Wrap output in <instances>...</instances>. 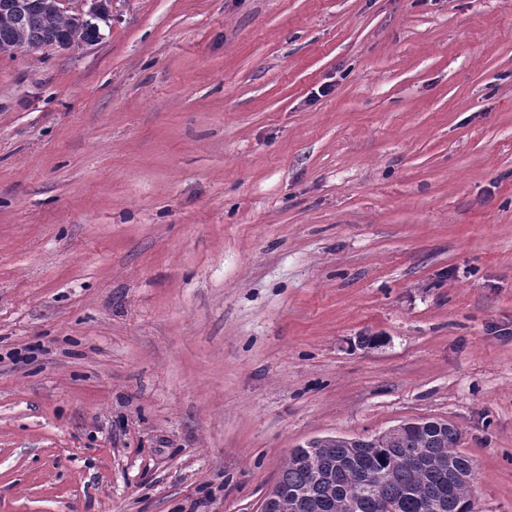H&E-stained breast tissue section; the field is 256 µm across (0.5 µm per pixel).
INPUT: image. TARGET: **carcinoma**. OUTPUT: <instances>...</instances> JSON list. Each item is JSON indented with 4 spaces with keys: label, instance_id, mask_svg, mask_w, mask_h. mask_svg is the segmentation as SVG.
Returning <instances> with one entry per match:
<instances>
[{
    "label": "carcinoma",
    "instance_id": "cac0c4a2",
    "mask_svg": "<svg viewBox=\"0 0 512 512\" xmlns=\"http://www.w3.org/2000/svg\"><path fill=\"white\" fill-rule=\"evenodd\" d=\"M100 30L52 0H0V51H39L98 41ZM399 434L319 448H293L276 482L288 507L276 512H470V457L459 431L425 418Z\"/></svg>",
    "mask_w": 512,
    "mask_h": 512
}]
</instances>
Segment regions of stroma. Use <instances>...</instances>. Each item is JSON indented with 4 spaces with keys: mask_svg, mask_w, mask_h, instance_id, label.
I'll use <instances>...</instances> for the list:
<instances>
[{
    "mask_svg": "<svg viewBox=\"0 0 512 512\" xmlns=\"http://www.w3.org/2000/svg\"><path fill=\"white\" fill-rule=\"evenodd\" d=\"M0 53V512H261L448 420L512 512V0H112Z\"/></svg>",
    "mask_w": 512,
    "mask_h": 512,
    "instance_id": "obj_1",
    "label": "stroma"
}]
</instances>
